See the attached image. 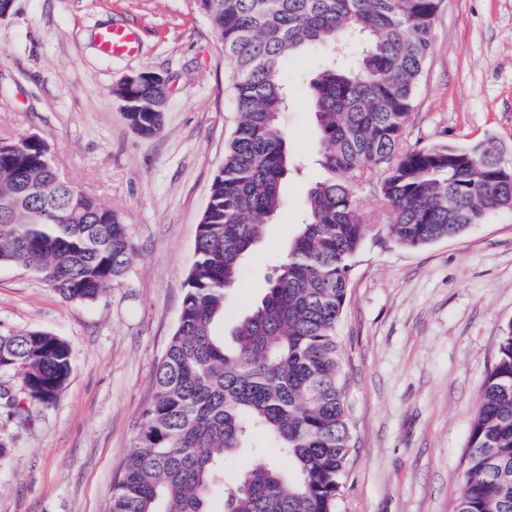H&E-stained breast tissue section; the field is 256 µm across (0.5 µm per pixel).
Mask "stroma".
<instances>
[{
  "instance_id": "stroma-1",
  "label": "stroma",
  "mask_w": 512,
  "mask_h": 512,
  "mask_svg": "<svg viewBox=\"0 0 512 512\" xmlns=\"http://www.w3.org/2000/svg\"><path fill=\"white\" fill-rule=\"evenodd\" d=\"M110 26L138 32L135 55L100 51ZM322 61L305 50L284 62L283 123L302 168L244 256L218 335L259 303L321 176L306 86ZM227 69L193 0H15L0 21V137H44L59 175L111 206L135 244L125 273L90 304L0 265V331L56 333L73 356L66 387L33 407L30 425L0 403V512H103L178 323L196 228L238 118ZM144 70L169 78L153 136L112 93ZM481 142L512 162V0H444L405 144ZM511 320L512 212L416 249L382 232L368 240L339 328L353 448L336 512H454L479 389Z\"/></svg>"
}]
</instances>
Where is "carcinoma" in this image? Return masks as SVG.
I'll return each mask as SVG.
<instances>
[{
    "mask_svg": "<svg viewBox=\"0 0 512 512\" xmlns=\"http://www.w3.org/2000/svg\"><path fill=\"white\" fill-rule=\"evenodd\" d=\"M441 0H198L229 65L239 122L197 225L177 328L153 376L134 451L105 512H206L224 454L261 432L290 468L260 458L224 488V512H336L351 432L338 343L349 273L374 229L358 188L374 182L389 236L409 249L512 211L499 158L467 146H404ZM301 49L341 53L309 82L318 164L306 219L255 310L215 334L240 262L285 205L294 165L282 125L283 62ZM153 82L132 91L131 125L161 130ZM41 139H0V265L31 269L66 301H95L135 249L128 225L43 164ZM72 372L67 342L47 331L0 333V374L53 403ZM456 512H512V321L479 391Z\"/></svg>",
    "mask_w": 512,
    "mask_h": 512,
    "instance_id": "carcinoma-1",
    "label": "carcinoma"
}]
</instances>
